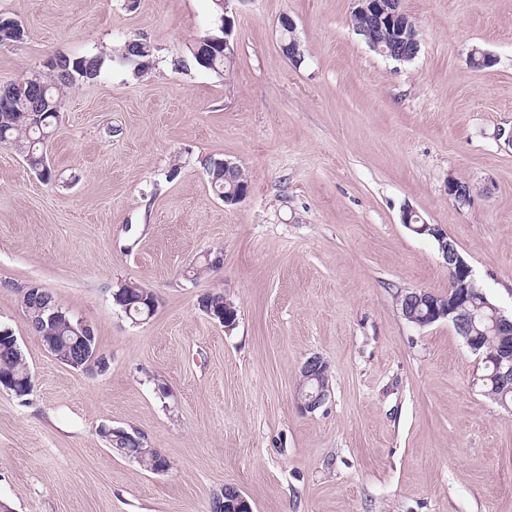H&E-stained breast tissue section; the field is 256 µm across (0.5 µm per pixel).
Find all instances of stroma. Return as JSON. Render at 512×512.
<instances>
[{"label": "stroma", "instance_id": "35a3bbf8", "mask_svg": "<svg viewBox=\"0 0 512 512\" xmlns=\"http://www.w3.org/2000/svg\"><path fill=\"white\" fill-rule=\"evenodd\" d=\"M401 6L420 51L399 64L356 34L354 0H237L218 75L191 63L212 0H0L27 32L0 44L1 84L60 54L106 59L66 92L57 181L0 145V323L34 380L25 401L0 390L12 512H211L227 485L252 512H512V408L474 386L481 363L452 325L396 305L448 292L436 244L401 222L409 207L512 312V0ZM285 14L298 66L280 50ZM131 37L154 47L139 76L115 59ZM474 48L494 64L473 67ZM215 158L248 175L237 205L211 190ZM454 178L468 204L449 199ZM213 249L222 268L189 277ZM129 281L155 293L151 318L113 302ZM31 283L94 328L107 372L50 354L22 303ZM215 291L233 327L199 310ZM314 355L331 396L310 414L295 391ZM104 425L143 433L169 469L113 452ZM279 30L281 32L284 30H288V32L285 33L284 38L288 41L291 39L288 45L282 44L280 39L282 53H284L286 58H288V60L291 62L297 63L301 61V59L304 58V50L299 39L294 34L296 30V25L294 20L289 15H283L280 18Z\"/></svg>", "mask_w": 512, "mask_h": 512}]
</instances>
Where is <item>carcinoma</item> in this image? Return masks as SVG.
Segmentation results:
<instances>
[{
  "label": "carcinoma",
  "instance_id": "carcinoma-1",
  "mask_svg": "<svg viewBox=\"0 0 512 512\" xmlns=\"http://www.w3.org/2000/svg\"><path fill=\"white\" fill-rule=\"evenodd\" d=\"M352 22L355 29L363 30L361 37L369 36L380 42V46L388 51L404 48L405 52H414V46L405 47L399 45L387 25L379 24L377 17L355 12L352 14ZM215 47L209 55L207 69L216 74L224 73V69L231 66L233 59L224 57V50L217 47L219 41H213ZM126 54L125 61L133 66V72L137 75L147 69V61L153 57L154 47L140 39L129 38L122 47ZM105 64L104 57L100 55H87L81 57L56 56V63L48 67V71L38 72L40 84L45 93L41 120L33 122L29 113L21 112L18 107L26 101L28 95V78L19 82L0 86V94L6 95L14 101L9 107L0 106V144L14 147L22 154L28 167L39 173V178L45 182L55 179V171L50 160L44 153V143L50 140L53 127L57 122L59 112L63 107L65 90L84 83H90L99 77ZM209 182L212 190L218 194L230 190L239 191L249 188L248 180L238 165L229 173H224L223 161L214 160L209 166ZM118 291L133 297H144L149 300L147 304H138V310L131 311L133 318L145 320L155 313L156 297L154 293L137 282H127L118 288ZM200 311L211 312L209 318L220 321L224 315V293H206L197 300ZM56 304L53 295L42 287H28L23 294V305L33 331L41 337L46 347L54 354L65 360L78 355L80 345L74 337L72 326L74 317L69 312H64L58 319L50 323L47 315H39V311L45 307ZM469 311L474 314L472 334L483 345V349L495 359L500 355L504 338L494 335L489 330L492 311L483 303L468 304ZM483 379L479 382V389L488 397L502 401L512 406V390L501 386L494 375V362L491 361L481 372ZM12 383L24 391L22 397L30 396L28 390L32 389V375L30 374L26 358L18 344L14 342V333L7 327L0 325V385ZM100 434L108 447L122 456H125L138 465L155 471L169 465L167 459L161 454H145L141 449L137 431L123 430L112 432V427L103 426Z\"/></svg>",
  "mask_w": 512,
  "mask_h": 512
}]
</instances>
